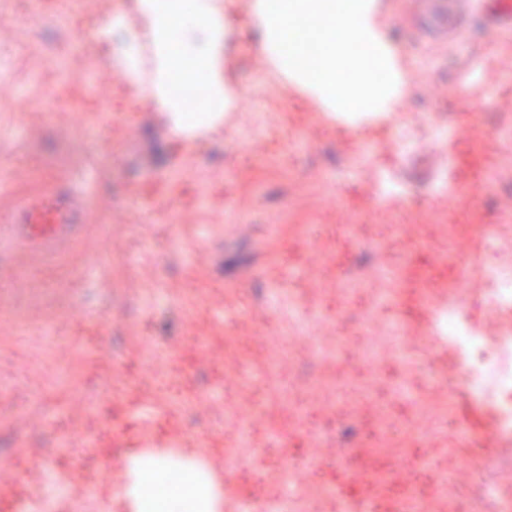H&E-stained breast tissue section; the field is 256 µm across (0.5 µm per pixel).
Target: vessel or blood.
Listing matches in <instances>:
<instances>
[{"label":"vessel or blood","instance_id":"1","mask_svg":"<svg viewBox=\"0 0 512 512\" xmlns=\"http://www.w3.org/2000/svg\"><path fill=\"white\" fill-rule=\"evenodd\" d=\"M484 16L487 27L512 29V0H471ZM85 197L73 189L46 190L21 201L7 224L0 226V240L12 239L55 256L59 246L72 239L82 221Z\"/></svg>","mask_w":512,"mask_h":512}]
</instances>
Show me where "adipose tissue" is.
Instances as JSON below:
<instances>
[{"label":"adipose tissue","mask_w":512,"mask_h":512,"mask_svg":"<svg viewBox=\"0 0 512 512\" xmlns=\"http://www.w3.org/2000/svg\"><path fill=\"white\" fill-rule=\"evenodd\" d=\"M131 0L133 19L118 40L104 39L102 55L123 81L161 112L172 135L195 139L200 128L215 130L224 120L232 92L224 80L230 48L224 0ZM198 86L206 95L189 105L181 94Z\"/></svg>","instance_id":"1"}]
</instances>
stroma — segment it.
I'll return each instance as SVG.
<instances>
[{
    "instance_id": "1",
    "label": "stroma",
    "mask_w": 512,
    "mask_h": 512,
    "mask_svg": "<svg viewBox=\"0 0 512 512\" xmlns=\"http://www.w3.org/2000/svg\"><path fill=\"white\" fill-rule=\"evenodd\" d=\"M118 2L0 10V218L54 186L94 195L59 258L0 251V512H130L123 456L172 438L230 473V499H273L289 482L362 490L336 465L354 433L320 389L268 400L270 377L310 364L346 371L344 397L370 427L396 380L454 399L453 426L401 432L387 459L403 469L432 455L428 485L464 430L511 454L467 392L449 397L456 371L428 335V303L474 264L468 306L498 330L480 279L512 228V32L484 28L463 0H380L404 85L396 111L350 123L274 71L239 0L225 70L236 97L221 134L193 143L84 48L85 21L108 34ZM79 141L93 146L81 160ZM299 317L310 329L296 337ZM396 322L413 367L389 357L366 379L357 344ZM339 336L343 358L313 363L314 342ZM232 413L256 451L230 450ZM51 460L62 484L47 481ZM89 477L93 497L81 493ZM486 479L512 495V466L467 467L452 483L462 512Z\"/></svg>"
}]
</instances>
